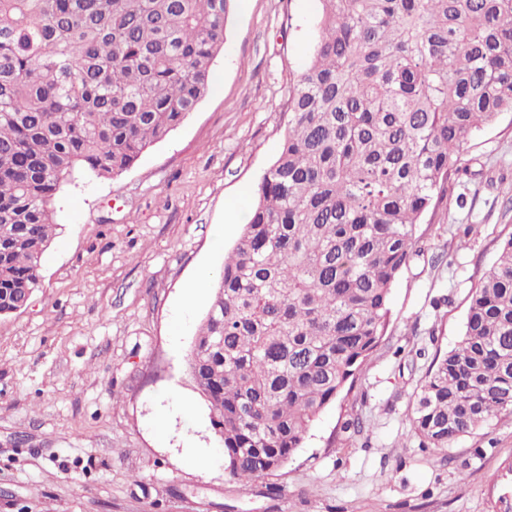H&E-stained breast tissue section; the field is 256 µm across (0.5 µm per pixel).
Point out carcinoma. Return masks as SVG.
<instances>
[{
    "label": "carcinoma",
    "instance_id": "obj_1",
    "mask_svg": "<svg viewBox=\"0 0 512 512\" xmlns=\"http://www.w3.org/2000/svg\"><path fill=\"white\" fill-rule=\"evenodd\" d=\"M275 160L224 260L189 374L247 488L283 468L385 335L418 224L470 138L512 112V0H319ZM233 0H0V317L39 287L51 205L197 110ZM512 416V237L408 418L446 452Z\"/></svg>",
    "mask_w": 512,
    "mask_h": 512
}]
</instances>
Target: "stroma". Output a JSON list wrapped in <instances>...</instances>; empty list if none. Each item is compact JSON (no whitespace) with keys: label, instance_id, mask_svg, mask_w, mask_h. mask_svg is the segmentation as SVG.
<instances>
[{"label":"stroma","instance_id":"stroma-1","mask_svg":"<svg viewBox=\"0 0 512 512\" xmlns=\"http://www.w3.org/2000/svg\"><path fill=\"white\" fill-rule=\"evenodd\" d=\"M319 16L318 0H235L197 111L128 171L80 175L58 192L41 284L0 318V512H493L512 417L444 456L419 447L407 417L512 237V112L475 132L421 220V254L392 287L381 344L287 466L245 489L233 482L188 372ZM353 416L361 435L342 430Z\"/></svg>","mask_w":512,"mask_h":512}]
</instances>
